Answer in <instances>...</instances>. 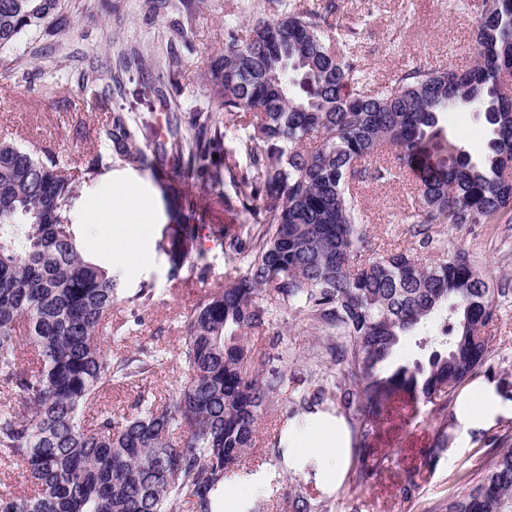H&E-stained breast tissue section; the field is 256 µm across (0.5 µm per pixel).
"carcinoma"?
Returning a JSON list of instances; mask_svg holds the SVG:
<instances>
[{
	"label": "carcinoma",
	"instance_id": "1",
	"mask_svg": "<svg viewBox=\"0 0 512 512\" xmlns=\"http://www.w3.org/2000/svg\"><path fill=\"white\" fill-rule=\"evenodd\" d=\"M272 17L245 36L231 31L211 68L210 98L224 131L194 116L192 140L178 125L155 144L139 143L121 112L106 136L112 153L135 168L187 154L184 174L210 171L223 133L224 173L248 224L224 236V255L239 274L187 316L178 355L185 382L162 399L142 390L166 352L142 348L114 359L112 271L89 257L77 236L73 199L79 185L54 157L0 141V464L21 462L31 494H0V512H217L224 471L253 447L258 421L282 378L247 365L241 343L274 313L295 311L321 324L340 378L320 385L299 406L336 403L366 436L398 392L446 411L457 390L487 361L489 337L476 326L498 320L494 290L465 253L433 262L405 252L362 259L367 215L361 190L393 175L380 162L417 174L411 223L420 245L434 243L433 224H492L512 211V0H483L476 59L464 71L414 67L373 87L337 21L336 0L307 8L268 0ZM59 0H0V49L40 29ZM450 109L483 114L487 153L475 160L444 136ZM248 156L239 168L238 152ZM198 202L178 197L168 225L178 247L170 275L208 269L198 241ZM442 338L419 339L421 358L392 365L397 347L427 321ZM115 384L139 389L121 419L99 408ZM483 466L448 498L447 512H512V448L482 449ZM377 464L358 456L355 483Z\"/></svg>",
	"mask_w": 512,
	"mask_h": 512
}]
</instances>
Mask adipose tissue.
<instances>
[{
  "label": "adipose tissue",
  "mask_w": 512,
  "mask_h": 512,
  "mask_svg": "<svg viewBox=\"0 0 512 512\" xmlns=\"http://www.w3.org/2000/svg\"><path fill=\"white\" fill-rule=\"evenodd\" d=\"M155 201L143 181L132 174L106 175L84 202L75 221L98 227L100 240L113 262L134 267L143 253L145 226L154 214ZM488 384L477 386L464 400L460 419L465 428H476L506 414Z\"/></svg>",
  "instance_id": "ef3b65f1"
}]
</instances>
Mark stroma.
I'll return each instance as SVG.
<instances>
[{
  "instance_id": "35a3bbf8",
  "label": "stroma",
  "mask_w": 512,
  "mask_h": 512,
  "mask_svg": "<svg viewBox=\"0 0 512 512\" xmlns=\"http://www.w3.org/2000/svg\"><path fill=\"white\" fill-rule=\"evenodd\" d=\"M481 3L465 0L464 8L452 12L448 0H338L341 21L355 31L354 52L377 83L419 66H471ZM60 5L40 31L0 50V139L40 156L54 154L77 168L99 155L106 171L126 167L112 155L105 136L113 113L129 118L148 150L165 136L167 111L187 119L202 111L223 125V113L210 108L211 65L224 51L227 27L246 32L265 8L263 0H60ZM442 126L450 140L475 157L490 137L476 112L449 111ZM214 160L211 176L194 181L178 178L177 155L168 156L163 168L175 189L198 200L208 273L171 278L162 248L168 222L163 211L149 227L143 260L115 272L119 292L112 324L125 331L113 342L112 353L131 355L144 346L165 350L166 362L151 377L152 387L162 395L182 381L176 357L187 313L238 274L237 264L224 256L222 234L244 226L247 215L225 211L222 197L232 187L220 181L223 152H215ZM410 186L407 179L369 184L367 257L405 251L430 262L442 258L444 250H460L490 287L512 284V212L496 224L434 225L432 234L440 245L423 249L407 219ZM143 288L149 289L151 304L137 311L129 299ZM497 304L490 353L478 379L494 383L502 401L511 404L512 298L498 299ZM244 341L258 351L254 368L260 376L276 373L283 378L274 405L261 417L255 447L224 481L233 498H245L244 512H290L298 491L310 496L316 512H446L456 478L479 467V448L500 440L512 445L511 416L470 432L464 442L457 418L440 412L437 404L401 394L372 423L363 443L365 455L380 464L374 483L355 486L349 466L340 484L328 488L317 475L319 459L307 458L296 468L283 461L289 435H306L325 417L345 416L331 402L310 413L291 409L315 389L319 374L330 372V360L323 354L328 336L304 315L281 311L268 328L248 331ZM441 434L447 447L436 461L427 462L426 451Z\"/></svg>"
}]
</instances>
